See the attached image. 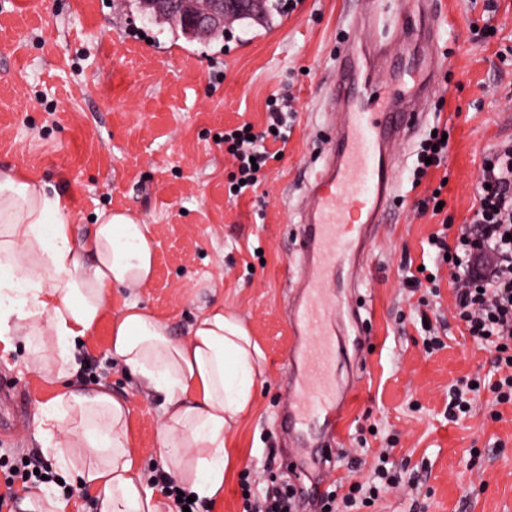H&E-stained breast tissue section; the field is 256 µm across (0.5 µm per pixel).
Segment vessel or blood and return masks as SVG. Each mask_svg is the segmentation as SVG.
I'll use <instances>...</instances> for the list:
<instances>
[{"label": "vessel or blood", "mask_w": 512, "mask_h": 512, "mask_svg": "<svg viewBox=\"0 0 512 512\" xmlns=\"http://www.w3.org/2000/svg\"><path fill=\"white\" fill-rule=\"evenodd\" d=\"M437 28L435 18L404 13L394 21L393 37L430 43ZM369 46L367 55L352 49L342 56L325 91L329 102L341 103L344 122L329 138L326 159L306 185L311 206L300 218L301 292L289 315L293 333L309 339L290 357L310 375L296 382L299 404L286 420L305 429L323 427L330 436L340 420L335 374L343 320V307L331 294L340 268L360 246L370 245L371 226L385 218L396 195L387 145L416 126L417 109L430 89L426 80L411 92L373 83L376 61L387 58L388 49L376 37Z\"/></svg>", "instance_id": "vessel-or-blood-1"}]
</instances>
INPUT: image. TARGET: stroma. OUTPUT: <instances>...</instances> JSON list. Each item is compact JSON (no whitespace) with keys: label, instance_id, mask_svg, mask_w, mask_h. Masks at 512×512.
<instances>
[{"label":"stroma","instance_id":"35a3bbf8","mask_svg":"<svg viewBox=\"0 0 512 512\" xmlns=\"http://www.w3.org/2000/svg\"><path fill=\"white\" fill-rule=\"evenodd\" d=\"M440 19L431 80L435 94L414 137L391 147L396 197L348 295L361 322L345 342L339 378L353 394L338 425L330 480H366L379 455L404 481L366 512H512V404L481 391L469 414L448 419V391L487 373L493 354L455 317L449 284L430 298L442 348L427 351L411 319L418 294L405 264L435 270L427 244L442 222L461 225L476 204L484 157L512 141V0H431ZM358 14L356 0H288L271 23L238 24L230 39L190 42L148 23L134 0H0V168L41 179L66 198L79 224L100 209L150 224L156 268L138 299L185 339L196 317L223 302L262 351L250 413L230 437L224 490L209 512H243L241 480L262 493L288 481L296 512H317L309 487L315 448L282 434L293 402L296 345L288 317L297 295L299 218L305 185L325 161L326 141L344 116L324 99ZM495 28L493 37L477 29ZM292 96L295 118L282 160L269 161L256 194L233 199L234 170L217 135L241 121L263 127L267 97ZM450 132L445 167L413 186L420 142L433 127ZM441 189L446 206L418 214L417 200ZM110 320L80 350L82 370L32 363L24 340L0 358V392L15 393L26 422L0 436V464L29 454L53 461L36 430L58 392L108 388L125 401L132 445L144 475L161 467V402L114 361Z\"/></svg>","mask_w":512,"mask_h":512}]
</instances>
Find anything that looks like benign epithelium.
<instances>
[{
    "label": "benign epithelium",
    "mask_w": 512,
    "mask_h": 512,
    "mask_svg": "<svg viewBox=\"0 0 512 512\" xmlns=\"http://www.w3.org/2000/svg\"><path fill=\"white\" fill-rule=\"evenodd\" d=\"M264 0H140L143 19L181 25L189 40L206 41L245 14H259Z\"/></svg>",
    "instance_id": "obj_1"
}]
</instances>
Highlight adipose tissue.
Instances as JSON below:
<instances>
[{
    "label": "adipose tissue",
    "instance_id": "obj_1",
    "mask_svg": "<svg viewBox=\"0 0 512 512\" xmlns=\"http://www.w3.org/2000/svg\"><path fill=\"white\" fill-rule=\"evenodd\" d=\"M152 230L123 211L97 212L80 228L69 205L38 179L0 170V349L30 341L33 362L50 338L56 361L79 370L77 344L107 312L116 288H137L154 273ZM112 357L164 409L161 459L199 501L224 486L228 440L253 404L262 352L240 316L223 305L199 315L185 340L139 301L113 317ZM128 406L111 392L68 390L47 404L37 431L63 472L97 492L100 512H174L145 486L132 450ZM85 451L82 467L67 454Z\"/></svg>",
    "mask_w": 512,
    "mask_h": 512
}]
</instances>
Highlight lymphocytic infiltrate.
I'll list each match as a JSON object with an SVG mask.
<instances>
[{
  "mask_svg": "<svg viewBox=\"0 0 512 512\" xmlns=\"http://www.w3.org/2000/svg\"><path fill=\"white\" fill-rule=\"evenodd\" d=\"M263 130L243 122L224 134V152L235 166L239 193L256 191L263 169L284 154L288 145V102L271 97ZM476 186L477 204L468 222L455 237L445 231L431 235L428 243L444 258L455 286L458 317L477 343L495 353L493 369L498 379H464L451 392L449 421H458L471 410L477 390L491 391L497 403H512V142L499 145L484 159ZM368 484L351 482L347 493L323 496V512H364L378 498L381 487L397 475L383 466L373 470Z\"/></svg>",
  "mask_w": 512,
  "mask_h": 512,
  "instance_id": "obj_1",
  "label": "lymphocytic infiltrate"
}]
</instances>
